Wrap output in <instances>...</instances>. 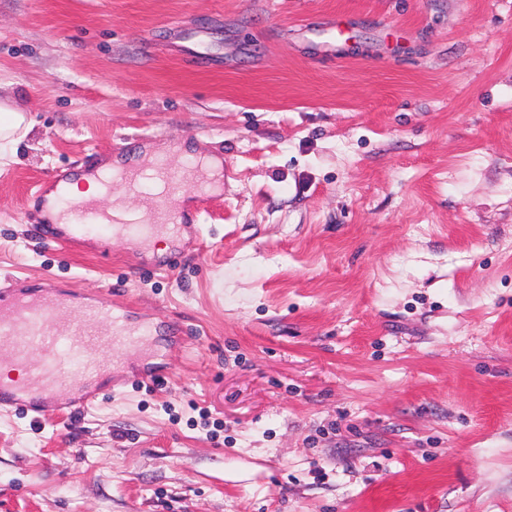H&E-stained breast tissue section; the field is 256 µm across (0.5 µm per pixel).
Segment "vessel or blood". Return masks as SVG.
Returning <instances> with one entry per match:
<instances>
[{
  "instance_id": "vessel-or-blood-1",
  "label": "vessel or blood",
  "mask_w": 512,
  "mask_h": 512,
  "mask_svg": "<svg viewBox=\"0 0 512 512\" xmlns=\"http://www.w3.org/2000/svg\"><path fill=\"white\" fill-rule=\"evenodd\" d=\"M155 173L165 184L162 199L169 202L179 196L184 180L199 178L200 169L192 164L175 172L161 163L156 165ZM71 216L72 224L55 230V238L70 243H90L94 240L92 229L97 225L109 230H132L141 239L149 237L155 230L154 224L136 219L119 220L83 202L74 205ZM63 305V300L51 290L33 297L16 291L11 283H0V367L9 364L28 371L25 381L10 386L0 384V408L21 405L34 418L46 417L51 400L66 386L72 371H80L85 376L97 371L96 347L101 340L100 328L110 327L112 334L129 345L139 344L151 333L147 325L128 327L109 303H97L86 310L87 316L95 318L97 331H81L62 325L56 320V312ZM33 346L40 347L45 353L44 359L36 364L29 363L27 358V351Z\"/></svg>"
}]
</instances>
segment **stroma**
Listing matches in <instances>:
<instances>
[{"label":"stroma","instance_id":"stroma-1","mask_svg":"<svg viewBox=\"0 0 512 512\" xmlns=\"http://www.w3.org/2000/svg\"><path fill=\"white\" fill-rule=\"evenodd\" d=\"M5 99L0 280L153 334L0 411V512H512V0H0ZM174 143L201 229L44 239L33 181ZM0 156L2 152H13L15 145L32 127L27 113L8 102L0 103ZM21 135L16 136L19 132Z\"/></svg>","mask_w":512,"mask_h":512}]
</instances>
